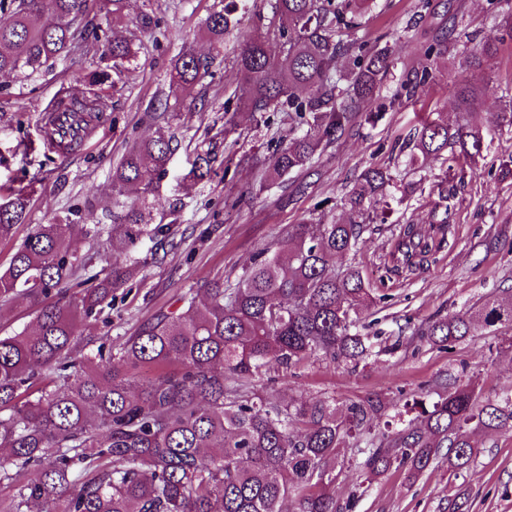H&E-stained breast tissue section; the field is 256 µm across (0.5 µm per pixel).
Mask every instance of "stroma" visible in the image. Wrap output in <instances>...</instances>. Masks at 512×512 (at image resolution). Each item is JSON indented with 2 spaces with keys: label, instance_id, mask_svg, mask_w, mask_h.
I'll return each instance as SVG.
<instances>
[{
  "label": "stroma",
  "instance_id": "stroma-1",
  "mask_svg": "<svg viewBox=\"0 0 512 512\" xmlns=\"http://www.w3.org/2000/svg\"><path fill=\"white\" fill-rule=\"evenodd\" d=\"M219 4L127 0L113 18L90 6L78 20L87 36L101 31L128 40L138 57L116 76L112 110L98 135L67 153L45 145L43 114L61 87L84 92L82 78L98 66V58L76 48L29 78L0 74V190L31 189L26 222L0 240V267L36 225L74 222L88 213L95 223L111 225L113 163L133 141L154 137L168 124L175 134L173 151L151 202L155 219L179 213L174 243L155 255L141 250L142 273L117 291L99 320L82 326L90 355L98 343L120 344L152 315L175 310L182 293L215 275L235 285L257 252L287 250L289 225L347 220L345 194L366 169L382 168L396 179L392 210L386 222L365 225L349 260L377 298L364 318L400 339L399 348L355 369L318 357L292 373L273 367L255 378L254 392L284 405L326 399L341 408L375 399L391 407L412 395L434 400L470 378L486 400L512 390V327L476 330L448 349L415 335L436 316L512 299V167L504 165L512 155L511 129H490L482 159L465 166L463 181L454 185V245L401 276L384 265L402 224L428 225L433 186L446 170L439 158L411 167L397 145L425 121L460 123L461 84L475 80L484 87L473 107L479 123L512 100V40L504 39L482 72L467 63L474 44L501 36L512 0H369L355 35L391 51L392 68L379 92L386 109L375 124L320 148L310 170L280 184L268 180L266 160L295 116L244 106L233 65L239 36L265 35L271 13L262 0H252L237 31L217 44L204 21ZM442 42L447 51L429 53V45ZM184 46L212 57L213 64L190 96L175 100L168 96L169 74ZM425 70L430 77L424 81ZM161 99L169 105L162 120L155 110ZM203 153L211 157L212 174L191 179L192 165ZM478 445L469 469L456 472L443 461L412 482L400 469L366 479L363 455L343 448L336 499L352 502L351 512H447L452 499L467 502L469 512H512V431L479 435Z\"/></svg>",
  "mask_w": 512,
  "mask_h": 512
}]
</instances>
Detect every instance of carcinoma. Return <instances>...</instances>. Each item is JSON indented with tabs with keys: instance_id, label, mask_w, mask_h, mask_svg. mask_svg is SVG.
<instances>
[{
	"instance_id": "cac0c4a2",
	"label": "carcinoma",
	"mask_w": 512,
	"mask_h": 512,
	"mask_svg": "<svg viewBox=\"0 0 512 512\" xmlns=\"http://www.w3.org/2000/svg\"><path fill=\"white\" fill-rule=\"evenodd\" d=\"M286 26L268 27L266 37L242 40L235 63L244 100L255 111L288 104L309 117L308 128L288 130L273 155L270 176L285 177L311 167L313 157L343 135L355 118L373 124L379 112H362L390 72L387 50L353 37L363 0H270ZM238 0L205 21L216 43L236 26ZM87 0H0L12 18L0 24V74L34 73L69 52L80 32ZM49 15L42 26L32 19ZM277 40L284 58L269 53ZM499 50V38L473 47L470 67L479 70ZM95 54L112 66L84 76L88 89L76 97L62 88L45 125L60 117L85 128L104 119L109 70L135 60L131 42L104 40ZM349 56L353 68L336 74L334 63ZM212 60L189 50L175 59L170 86L189 92ZM481 94L460 87L461 111ZM174 135L159 133L133 142L112 168V184L129 202L115 201L106 247L125 255L104 276L81 277L86 261L72 239L74 224H40L0 271V303L27 298L41 303L35 330L0 336V484L13 489L10 512H280L292 499L297 512H343L334 496L336 463L347 439L366 435L364 468L380 475L396 467L407 478L422 475L447 449L448 467L462 470L478 451L483 430L512 429V392L481 399L471 380L437 400L414 401L418 423L372 431L385 404L351 403L341 413L327 400L282 406L255 396L253 380L276 365L290 369L319 356L357 367L382 337L360 331L361 309L374 301L358 269L336 266L357 246L360 219L386 203L390 173L369 169L348 193L347 223L290 224L288 253H260L233 288L224 277L181 294L180 306L147 319L119 348L100 344L82 355L83 322L98 318L119 288L141 271L139 247L167 240L170 224L153 223L149 196L166 170ZM484 148L480 125L455 128L428 122L404 145L409 164L448 153V172L473 163ZM431 210L440 232L448 228V180L436 184ZM30 191L18 187L0 203V239L26 221ZM445 237L425 239L415 225L386 254L395 269L412 265ZM512 323V303L488 302L478 315L458 312L437 318L421 335L445 347L479 328ZM144 367L161 370L147 385L136 384Z\"/></svg>"
}]
</instances>
